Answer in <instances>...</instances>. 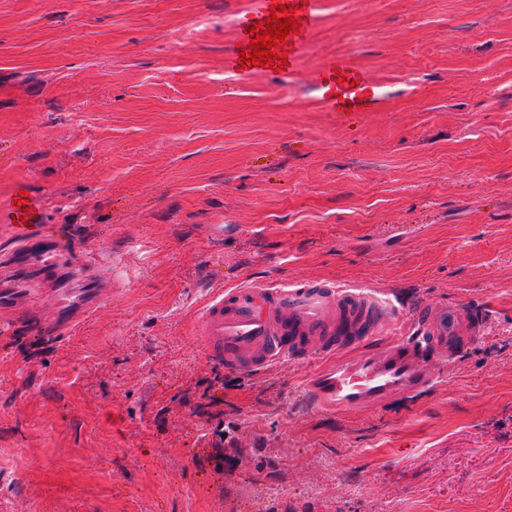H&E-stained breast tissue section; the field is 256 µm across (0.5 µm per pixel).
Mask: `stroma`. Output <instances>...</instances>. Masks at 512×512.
Segmentation results:
<instances>
[{
    "label": "stroma",
    "instance_id": "stroma-1",
    "mask_svg": "<svg viewBox=\"0 0 512 512\" xmlns=\"http://www.w3.org/2000/svg\"><path fill=\"white\" fill-rule=\"evenodd\" d=\"M257 5L0 0V203L36 194L112 283L67 334L0 311V512H512V0H318L293 73L243 74ZM334 55L370 106L325 109ZM312 278L486 329L376 410L306 412L304 361L224 389L213 287Z\"/></svg>",
    "mask_w": 512,
    "mask_h": 512
}]
</instances>
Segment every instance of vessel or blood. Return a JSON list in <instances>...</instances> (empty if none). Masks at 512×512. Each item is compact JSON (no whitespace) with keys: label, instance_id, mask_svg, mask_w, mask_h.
<instances>
[{"label":"vessel or blood","instance_id":"obj_1","mask_svg":"<svg viewBox=\"0 0 512 512\" xmlns=\"http://www.w3.org/2000/svg\"><path fill=\"white\" fill-rule=\"evenodd\" d=\"M272 3L261 0L242 22L237 39L241 50L248 49L250 28L265 19ZM291 3L302 6L304 15L299 34L289 38L287 63L292 66L317 22V0ZM317 77L323 102L332 110L357 111L376 95L365 73L348 68L338 57L327 59ZM38 214L36 201L29 197L24 207L12 208L5 221L14 230L18 249L41 252L42 269L48 273L76 250L46 231ZM75 270L83 286L76 301L58 308L53 328L69 326L81 310L108 293L95 260H81ZM398 314L389 297L330 281L243 284L212 290L198 319V334L212 363L244 375L288 359L320 362L307 384L311 406L359 410L383 404L401 391H425L433 383L428 361L458 355L484 331L483 323L466 318L461 307H422L402 335L377 343V336L387 334Z\"/></svg>","mask_w":512,"mask_h":512}]
</instances>
